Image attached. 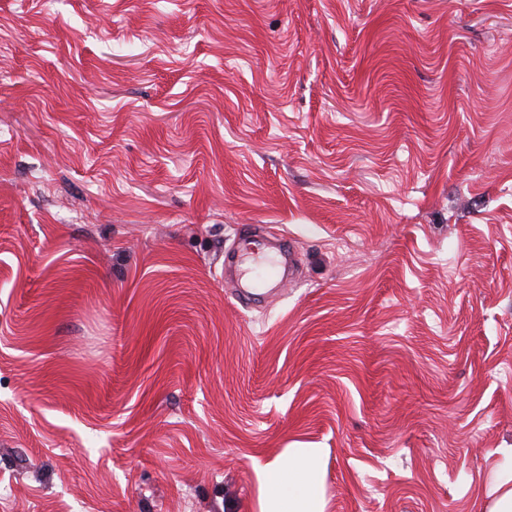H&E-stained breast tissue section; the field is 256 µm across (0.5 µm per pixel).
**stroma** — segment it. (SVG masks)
I'll return each mask as SVG.
<instances>
[{
	"label": "stroma",
	"instance_id": "stroma-1",
	"mask_svg": "<svg viewBox=\"0 0 512 512\" xmlns=\"http://www.w3.org/2000/svg\"><path fill=\"white\" fill-rule=\"evenodd\" d=\"M300 447L326 512L512 471V0H0V512H254Z\"/></svg>",
	"mask_w": 512,
	"mask_h": 512
}]
</instances>
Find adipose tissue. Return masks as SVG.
I'll use <instances>...</instances> for the list:
<instances>
[{
    "instance_id": "obj_1",
    "label": "adipose tissue",
    "mask_w": 512,
    "mask_h": 512,
    "mask_svg": "<svg viewBox=\"0 0 512 512\" xmlns=\"http://www.w3.org/2000/svg\"><path fill=\"white\" fill-rule=\"evenodd\" d=\"M324 458L321 448H287L257 464V512H325L319 491Z\"/></svg>"
}]
</instances>
